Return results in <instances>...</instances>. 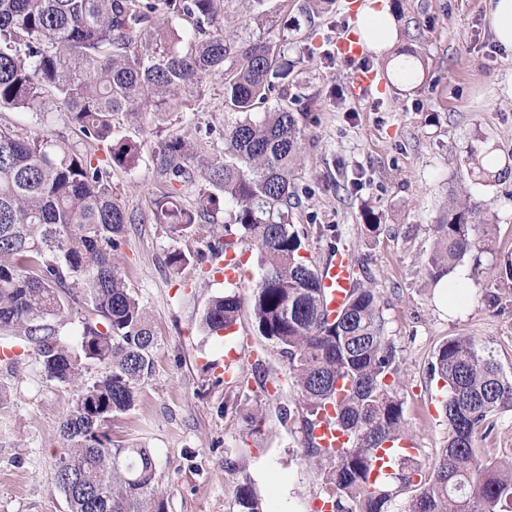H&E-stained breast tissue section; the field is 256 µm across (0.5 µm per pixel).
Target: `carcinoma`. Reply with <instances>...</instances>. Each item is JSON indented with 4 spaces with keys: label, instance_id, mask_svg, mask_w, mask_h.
Instances as JSON below:
<instances>
[{
    "label": "carcinoma",
    "instance_id": "obj_1",
    "mask_svg": "<svg viewBox=\"0 0 512 512\" xmlns=\"http://www.w3.org/2000/svg\"><path fill=\"white\" fill-rule=\"evenodd\" d=\"M228 0H0V109L38 111L52 92L70 123L87 138L112 136V115L147 109L159 115L190 85L220 72L224 108L237 115L224 126V160L210 179L224 194L230 223L213 245L217 253H256L261 275L248 304L256 330L279 348L300 390L306 437L326 407L349 439L336 450L308 445L320 465L330 512H395L403 490H413L407 512H512V454L491 456L483 446L495 418L512 411V378L483 356L468 336L439 345L430 364L444 383L442 411L448 439L428 473L408 454L389 474L374 472V453L406 434L396 375L400 353L386 335L371 288L352 290L329 316L319 269L301 255L302 240L289 211L299 192L292 172L301 159L303 122L312 103L288 104L293 67L311 58L298 47L288 59L285 35L266 0H252L262 33L224 36ZM335 0H302L308 14H326ZM185 20L191 29L158 31L153 15ZM274 102L265 112L259 104ZM116 164L135 166L139 145L120 139ZM186 147L178 140L155 155L157 168L186 180ZM203 210L183 207L161 192L159 224L183 236ZM467 205H448L433 225L427 273L437 282L466 254L492 250L491 224L475 223ZM131 219L112 196L107 171L46 133L20 137L0 127V331L22 334L41 372L79 385L61 425L70 444L54 463L56 487L69 512H167L157 490L149 448L113 441L104 431L113 417L135 407L138 387L154 371L157 339L146 308L112 266V252ZM87 290L80 352L56 339L49 319L63 309L67 280ZM236 294L208 304L202 323L211 332L236 323ZM104 366L95 381H80L83 365ZM238 512H264L248 487L237 490Z\"/></svg>",
    "mask_w": 512,
    "mask_h": 512
}]
</instances>
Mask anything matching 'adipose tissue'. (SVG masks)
<instances>
[{"label": "adipose tissue", "instance_id": "adipose-tissue-1", "mask_svg": "<svg viewBox=\"0 0 512 512\" xmlns=\"http://www.w3.org/2000/svg\"><path fill=\"white\" fill-rule=\"evenodd\" d=\"M356 26L364 44L375 55L390 53L395 77L404 83L411 82L413 59L391 53L396 44L397 20L388 0H363L357 9Z\"/></svg>", "mask_w": 512, "mask_h": 512}]
</instances>
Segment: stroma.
Segmentation results:
<instances>
[{
    "instance_id": "stroma-1",
    "label": "stroma",
    "mask_w": 512,
    "mask_h": 512,
    "mask_svg": "<svg viewBox=\"0 0 512 512\" xmlns=\"http://www.w3.org/2000/svg\"><path fill=\"white\" fill-rule=\"evenodd\" d=\"M345 2L336 0L335 12L312 18L301 13L299 0L270 2L279 24L307 36L313 52L291 89L298 99L317 101L293 176L303 194L292 222L310 264L324 261L327 242L319 228L331 226L360 284L375 288L386 333L400 349L406 427L419 444L418 463L428 468L448 437L441 387L429 375L436 348L452 336L471 337L512 376V281L500 276L512 262V50H496L487 0H390L397 48L414 51L421 73L412 87L386 78L358 96L350 63L323 54L327 42L355 27ZM43 110L44 119L40 112L2 110L0 125L22 137L48 128L107 170L114 197L132 218L112 262L158 338L154 372L140 384L136 407L110 420L109 436L152 449L167 512H236L242 486L251 487L268 512H312L326 488L304 454L299 394L285 359L256 332L249 307L241 308L233 333L216 336L201 325L210 299L231 292L247 297L248 283L261 273L249 258L244 283L232 287L201 259L229 220L208 178L210 164L224 155L229 114L222 75L190 87L163 116H113L116 135L141 149L131 169L113 163L106 143L70 124L53 96H45ZM174 139L197 150L186 183L169 180L155 164L157 147ZM489 143L499 151V178L471 176V158ZM167 189L190 209L210 200L208 220L172 236L153 218L155 200ZM454 200L478 208V222L494 225L496 243L462 259L473 274L470 301L451 315L439 306L425 264L431 226ZM367 209L377 231L365 227ZM174 250L188 258L177 269L167 261ZM87 304L84 288H70L54 319L67 347L76 345ZM232 348L241 357L235 380L228 381L218 368ZM77 394L76 385L46 377L34 356L0 367V512H68L53 467L67 451L61 423ZM254 413L262 424L253 431L246 418Z\"/></svg>"
}]
</instances>
